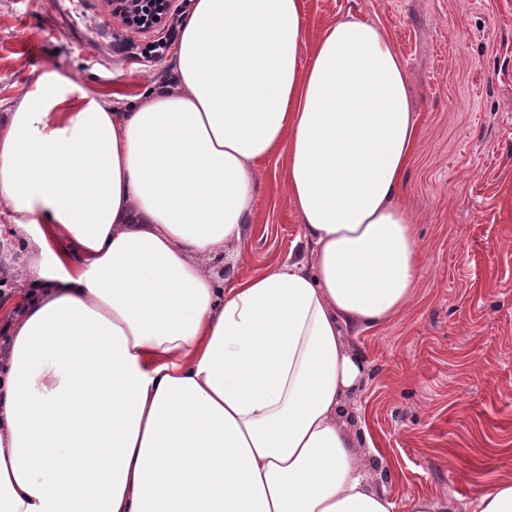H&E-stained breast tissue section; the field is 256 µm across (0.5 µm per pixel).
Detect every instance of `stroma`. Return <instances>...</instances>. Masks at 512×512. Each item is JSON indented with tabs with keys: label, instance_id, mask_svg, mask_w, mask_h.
<instances>
[{
	"label": "stroma",
	"instance_id": "1",
	"mask_svg": "<svg viewBox=\"0 0 512 512\" xmlns=\"http://www.w3.org/2000/svg\"><path fill=\"white\" fill-rule=\"evenodd\" d=\"M114 17L108 0H0V113L54 63L117 111L173 86L178 20ZM306 49L341 17L380 25L409 73L420 136L406 174L422 269L409 304L359 334L348 427L395 504L429 496L473 512L512 477V0H304ZM250 277L301 257L286 158L255 170Z\"/></svg>",
	"mask_w": 512,
	"mask_h": 512
}]
</instances>
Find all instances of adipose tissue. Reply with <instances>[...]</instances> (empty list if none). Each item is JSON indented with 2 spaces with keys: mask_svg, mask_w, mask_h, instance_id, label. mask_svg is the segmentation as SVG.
<instances>
[{
  "mask_svg": "<svg viewBox=\"0 0 512 512\" xmlns=\"http://www.w3.org/2000/svg\"><path fill=\"white\" fill-rule=\"evenodd\" d=\"M303 0H191L176 88L114 111L43 66L0 120L30 299L0 345V512H393L338 415L345 338L411 301L418 137L385 30ZM287 152L304 259L243 258L254 166Z\"/></svg>",
  "mask_w": 512,
  "mask_h": 512,
  "instance_id": "ef3b65f1",
  "label": "adipose tissue"
}]
</instances>
